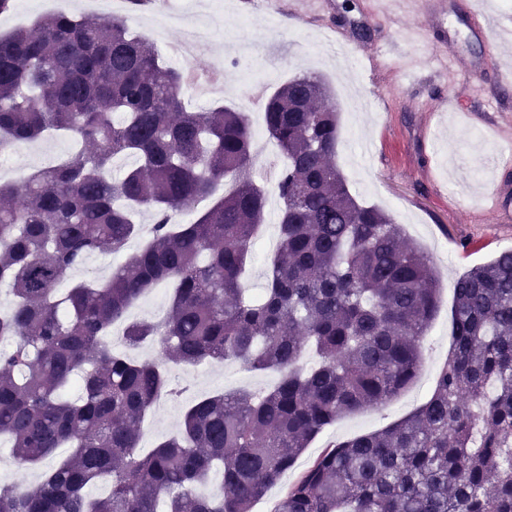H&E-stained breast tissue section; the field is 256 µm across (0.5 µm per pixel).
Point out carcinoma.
I'll list each match as a JSON object with an SVG mask.
<instances>
[{
	"label": "carcinoma",
	"instance_id": "obj_1",
	"mask_svg": "<svg viewBox=\"0 0 512 512\" xmlns=\"http://www.w3.org/2000/svg\"><path fill=\"white\" fill-rule=\"evenodd\" d=\"M184 72L126 19L52 13L0 35V149L63 132L79 149L0 180V436L33 468L72 452L32 487L0 489V512H250L311 440L385 406L417 379L441 287L430 259L382 210L359 203L333 161L338 117L325 84L294 78L265 123L287 163L276 252L259 297L242 280L264 223L253 138L238 109L185 110ZM136 166L109 177L114 159ZM194 222L174 215L201 198ZM148 243L105 279L58 284L91 255ZM160 283V321L128 318ZM452 343L430 398L388 427L336 442L276 512H512V250L458 278ZM122 323L139 361L107 338ZM316 361L306 366V350ZM236 361L278 373L270 390L205 395L150 452L141 424L177 396L169 364ZM224 492L198 491L212 469ZM110 479L103 497L89 489Z\"/></svg>",
	"mask_w": 512,
	"mask_h": 512
}]
</instances>
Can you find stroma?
<instances>
[{
  "label": "stroma",
  "mask_w": 512,
  "mask_h": 512,
  "mask_svg": "<svg viewBox=\"0 0 512 512\" xmlns=\"http://www.w3.org/2000/svg\"><path fill=\"white\" fill-rule=\"evenodd\" d=\"M448 16L424 49L422 65L398 72L395 61L413 54L409 38L421 15L401 13L370 18V0H334V22L345 36L334 35L325 22L294 13L283 4L280 14L254 9L250 0H171L168 11L132 10L123 0L102 7L98 0H47L44 13L78 16L110 13L126 17L130 30L154 43L159 52L182 41L190 24L222 27L221 43L179 61L180 69L224 68V92L215 105L242 107L258 97L267 102L293 78L314 74L333 95L339 120L336 165L353 196L374 206L404 227L428 254L441 280V310L422 340L423 366L415 383L389 405L348 415L319 434L278 484L256 501L252 512H273L279 498L317 456L334 442L378 431L412 413L430 396L451 344V306L455 280L472 267L512 249V234L494 225V190L512 188V163L497 160V133L512 123V85L490 84L485 97L456 85L460 112L423 108L439 100L445 87L433 59L443 42L454 43L459 66L487 60V42L471 39L458 0H447ZM74 150L69 137L48 135L14 147L17 175L56 161ZM191 381L186 394L150 411L141 428L140 446L154 448L180 426L186 407L215 392L245 388L265 391L278 380L273 372L247 370L237 362L173 367Z\"/></svg>",
  "instance_id": "stroma-1"
}]
</instances>
